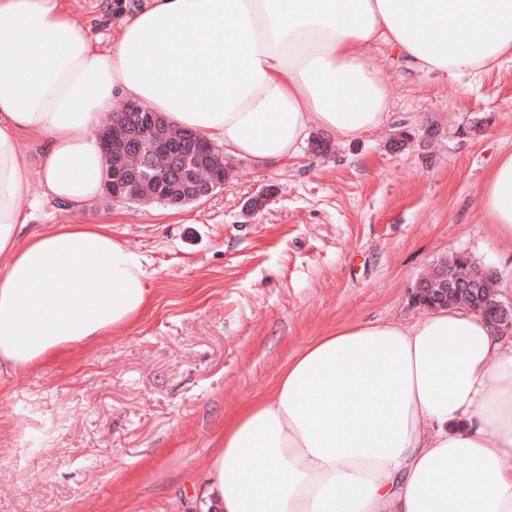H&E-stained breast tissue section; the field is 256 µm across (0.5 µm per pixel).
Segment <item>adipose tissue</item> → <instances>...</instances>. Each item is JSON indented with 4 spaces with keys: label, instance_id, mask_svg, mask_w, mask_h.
<instances>
[{
    "label": "adipose tissue",
    "instance_id": "ef3b65f1",
    "mask_svg": "<svg viewBox=\"0 0 512 512\" xmlns=\"http://www.w3.org/2000/svg\"><path fill=\"white\" fill-rule=\"evenodd\" d=\"M377 43L416 71L477 74L512 56V0H149L107 50L62 0H0V370L122 335L150 308L146 258L108 225L31 228L41 203L102 193L104 112L136 101L225 160L282 167L312 131L349 142L385 124ZM479 206L512 243V153ZM217 441L196 512H512V339L463 305L336 327Z\"/></svg>",
    "mask_w": 512,
    "mask_h": 512
}]
</instances>
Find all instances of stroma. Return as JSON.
<instances>
[{"label": "stroma", "instance_id": "1", "mask_svg": "<svg viewBox=\"0 0 512 512\" xmlns=\"http://www.w3.org/2000/svg\"><path fill=\"white\" fill-rule=\"evenodd\" d=\"M139 2L69 0L104 49ZM370 53L391 115L361 140L312 134L274 170L235 160L224 188L178 207L43 206L36 230L105 223L146 257L153 307L123 336L0 377V512H191L225 419L318 336L422 319L411 288L456 253L496 270L512 302V246L479 208L512 153V60L452 81L385 45Z\"/></svg>", "mask_w": 512, "mask_h": 512}]
</instances>
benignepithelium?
<instances>
[{"mask_svg":"<svg viewBox=\"0 0 512 512\" xmlns=\"http://www.w3.org/2000/svg\"><path fill=\"white\" fill-rule=\"evenodd\" d=\"M154 113L144 111V105L128 101L117 112L116 118L103 130L102 140L105 158L110 160L119 152L126 162L114 173L113 182L105 186V191L114 199L123 198L127 190H133L150 178L153 165L142 160L139 152L141 136L148 133ZM217 147L199 132L185 129L177 136L159 139L155 156L176 168L179 160L187 152H213ZM183 190L196 200L211 195L213 190L224 185V171L212 172L208 179L201 180L188 176L181 181ZM472 285V277L465 269L457 266H437L430 274L419 279L411 290L413 301L427 309L445 305L448 293L454 288ZM482 309L488 310L486 319L494 331L500 335H512V303L497 299L491 292L483 293Z\"/></svg>","mask_w":512,"mask_h":512,"instance_id":"benign-epithelium-1","label":"benign epithelium"}]
</instances>
